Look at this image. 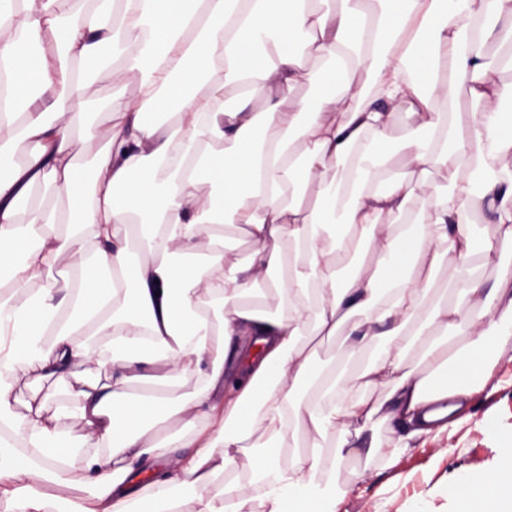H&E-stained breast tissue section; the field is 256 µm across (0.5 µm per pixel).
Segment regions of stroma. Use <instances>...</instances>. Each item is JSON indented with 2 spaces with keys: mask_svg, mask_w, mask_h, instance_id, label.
Here are the masks:
<instances>
[{
  "mask_svg": "<svg viewBox=\"0 0 512 512\" xmlns=\"http://www.w3.org/2000/svg\"><path fill=\"white\" fill-rule=\"evenodd\" d=\"M501 384L475 398L472 418L448 437L419 442L397 455L352 457L336 469L345 490L339 512H456L451 486L490 472L512 448V342L497 351Z\"/></svg>",
  "mask_w": 512,
  "mask_h": 512,
  "instance_id": "obj_1",
  "label": "stroma"
}]
</instances>
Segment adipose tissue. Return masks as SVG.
<instances>
[{
  "instance_id": "1",
  "label": "adipose tissue",
  "mask_w": 512,
  "mask_h": 512,
  "mask_svg": "<svg viewBox=\"0 0 512 512\" xmlns=\"http://www.w3.org/2000/svg\"><path fill=\"white\" fill-rule=\"evenodd\" d=\"M56 3L0 6L11 512H134L142 474L150 512H336V466L381 455L365 437L379 419L403 448L470 419L512 340V278L486 289L476 275L512 246V83L497 78L512 70V0ZM92 79L135 87L104 123L71 109ZM302 85L317 101L295 97ZM399 120L397 170L384 149ZM434 168L444 182L420 195ZM482 212L500 240L470 233ZM236 232L248 259L226 251ZM362 233L371 258L337 286ZM344 327L352 357L311 368L305 337ZM378 385L382 399L361 395ZM47 386L62 396L49 414ZM328 430L333 447L302 440ZM449 495L463 512H512V453Z\"/></svg>"
}]
</instances>
